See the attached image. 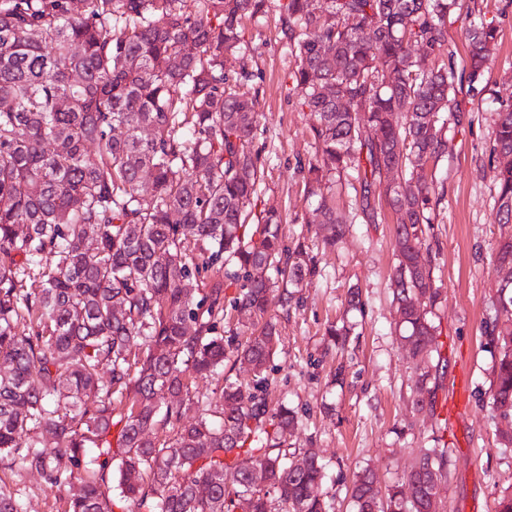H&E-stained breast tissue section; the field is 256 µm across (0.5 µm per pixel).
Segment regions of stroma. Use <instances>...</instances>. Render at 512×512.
Instances as JSON below:
<instances>
[{
	"label": "stroma",
	"mask_w": 512,
	"mask_h": 512,
	"mask_svg": "<svg viewBox=\"0 0 512 512\" xmlns=\"http://www.w3.org/2000/svg\"><path fill=\"white\" fill-rule=\"evenodd\" d=\"M475 1L499 29L495 64L487 81L457 95L463 121L447 130L452 150L434 171L436 219L427 231L432 278L442 293L433 314L442 357L436 400L445 402L462 373L466 410L451 428L413 410L418 370L395 333L388 288L395 263L392 217L375 224L356 220L342 248L320 254V274L301 288L299 305L271 312L280 344L268 371V401L297 411L293 441L326 462L333 512H354L349 487L355 472L371 467L380 485L390 486L402 479L418 449L439 441L448 444L449 454L436 512H493L501 490L512 486V457L499 451L502 422L488 403L495 348L485 333L495 254L502 236L512 232V225L498 221L489 162L490 132L499 111L512 104V0H460L465 7ZM245 39V88L258 95L255 144L264 164L253 209H276L286 237L293 239L306 235L317 206L299 168L314 153L311 117L289 92L294 60L282 39L278 10L246 22ZM354 286L362 291V307L349 313L344 304ZM344 319L353 329L340 354L327 346L324 333L329 323ZM340 362L344 380L331 383ZM0 484L20 491L28 512L66 510V491L48 489L5 462Z\"/></svg>",
	"instance_id": "obj_1"
}]
</instances>
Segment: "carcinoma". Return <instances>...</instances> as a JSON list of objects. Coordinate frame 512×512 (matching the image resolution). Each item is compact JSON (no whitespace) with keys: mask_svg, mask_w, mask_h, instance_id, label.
Segmentation results:
<instances>
[{"mask_svg":"<svg viewBox=\"0 0 512 512\" xmlns=\"http://www.w3.org/2000/svg\"><path fill=\"white\" fill-rule=\"evenodd\" d=\"M277 2L293 91L313 117L315 153L301 169L322 247L350 232L327 193L354 170L363 218L378 221L376 190L397 213L390 287L406 351L423 362L437 350L440 302L425 246L428 164L452 149L447 116L462 122L456 52L445 49L457 0ZM270 7L0 0V461L68 488L66 512L149 498L152 512H331L324 463L288 444L296 411L266 397L275 324L244 343L218 331L226 283L240 284L232 307L264 315L289 310L319 274L305 241H285L278 211H252L264 175L258 98L230 67L244 20ZM464 35L473 88L492 70L498 29L480 14ZM490 141L499 221L511 224L512 107ZM496 259L489 399L512 451V234ZM326 335L349 342L343 326ZM229 360L251 369L252 391L227 378L196 396L193 379ZM429 378L419 375L413 405L433 418ZM165 427L172 435L158 438ZM92 464L111 486L72 483ZM447 465V448H421L384 496L371 469L355 473L356 512H432ZM0 512H25L1 485Z\"/></svg>","mask_w":512,"mask_h":512,"instance_id":"carcinoma-1","label":"carcinoma"}]
</instances>
